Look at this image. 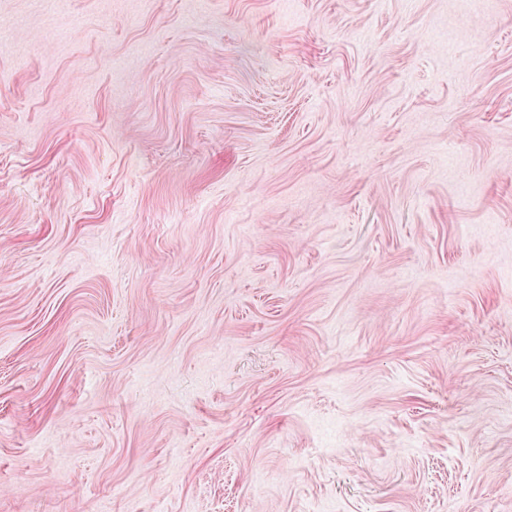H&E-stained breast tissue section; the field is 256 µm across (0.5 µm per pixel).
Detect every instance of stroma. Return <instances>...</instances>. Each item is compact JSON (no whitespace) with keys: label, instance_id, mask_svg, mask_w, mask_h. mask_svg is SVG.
<instances>
[{"label":"stroma","instance_id":"35a3bbf8","mask_svg":"<svg viewBox=\"0 0 512 512\" xmlns=\"http://www.w3.org/2000/svg\"><path fill=\"white\" fill-rule=\"evenodd\" d=\"M0 28V512H512V0Z\"/></svg>","mask_w":512,"mask_h":512}]
</instances>
